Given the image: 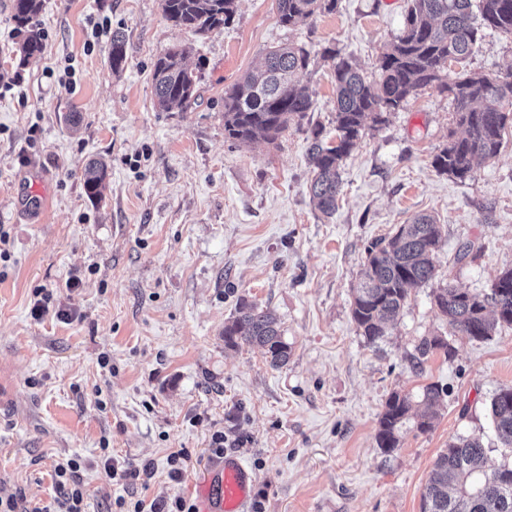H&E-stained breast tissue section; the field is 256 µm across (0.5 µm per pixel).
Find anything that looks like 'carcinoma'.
I'll list each match as a JSON object with an SVG mask.
<instances>
[{
    "label": "carcinoma",
    "mask_w": 512,
    "mask_h": 512,
    "mask_svg": "<svg viewBox=\"0 0 512 512\" xmlns=\"http://www.w3.org/2000/svg\"><path fill=\"white\" fill-rule=\"evenodd\" d=\"M165 17L173 25L204 35L221 31L235 13L236 0H161ZM338 0H277L282 25L292 27L316 14L333 13ZM472 0H411L403 27L379 63V77L368 81L349 60L336 59L334 50L324 55L335 61L336 143H312L315 165L311 193L322 213L336 210L341 165L366 127L384 125L418 89L435 86L451 97L457 125L463 135L452 139L434 156L440 174L465 180L479 161L495 158L503 134L512 127V74L506 76L465 71L447 79L448 62L463 61L477 43L479 29L512 36V0H479L480 20H475ZM43 0H13L11 19L18 43L19 65L42 51L38 17ZM188 48L175 46L157 55L153 80L158 106L165 111L184 110L196 98V79L188 71ZM112 72L123 71L125 39L112 35ZM310 52L285 46L265 54L262 65L246 74L224 93V136L247 144L261 135L273 142L291 121L303 117L313 105L307 87L296 76L308 68ZM107 164L89 161L84 188L88 197L99 196ZM441 225L431 215H419L401 224L393 235L367 249V262L353 288L351 316L357 332L369 344L386 336L388 325L403 312L412 287L429 282L435 271L434 254ZM438 311L447 318L452 333L474 341L490 339L501 327H512V269L497 277L487 293L463 291L453 286L432 293ZM245 338L265 350L270 366L288 363L291 347L283 339L279 321L268 309L243 298L236 315L224 323V344L234 347ZM434 350L451 352L442 336L424 338L416 346L414 366L422 365ZM441 391L425 387L424 411L416 423L427 432L436 417ZM411 406L408 396L393 393L380 414L376 442L386 454L399 447V432ZM491 417L501 447L512 453V387H502L490 401ZM481 438L459 436L437 456L421 495V512H512V460L496 461Z\"/></svg>",
    "instance_id": "cac0c4a2"
}]
</instances>
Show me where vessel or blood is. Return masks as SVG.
Masks as SVG:
<instances>
[{
  "label": "vessel or blood",
  "instance_id": "vessel-or-blood-1",
  "mask_svg": "<svg viewBox=\"0 0 512 512\" xmlns=\"http://www.w3.org/2000/svg\"><path fill=\"white\" fill-rule=\"evenodd\" d=\"M255 477L237 455L213 461L193 490L196 512H251Z\"/></svg>",
  "mask_w": 512,
  "mask_h": 512
}]
</instances>
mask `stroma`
Instances as JSON below:
<instances>
[{
  "label": "stroma",
  "mask_w": 512,
  "mask_h": 512,
  "mask_svg": "<svg viewBox=\"0 0 512 512\" xmlns=\"http://www.w3.org/2000/svg\"><path fill=\"white\" fill-rule=\"evenodd\" d=\"M407 6L339 0L288 29L276 0H238L223 31L199 36L172 26L161 0H43V52L22 65L12 0H0V498L58 512L55 467L70 459L82 464L86 512L186 497L223 431L239 438L265 512H421L440 451L460 435L492 438L487 406L512 386V329L482 342L450 334L431 298L450 285L489 291L512 268V133L471 178L438 173L434 156L462 130L448 95L426 87L365 130L333 215L310 191L312 133L327 144L336 135L324 49L376 75ZM116 32L119 74L108 57ZM288 43L311 53L298 75L311 111L273 142L225 138V90ZM176 44L191 49L196 99L164 112L152 65ZM464 71H512V38L485 31L448 68ZM100 157L108 177L92 200L84 171ZM421 213L442 226L436 274L369 345L350 310L366 248ZM468 242L475 256L458 260ZM243 298L280 318L287 365L272 368L255 345L225 346ZM430 336L447 337L452 355L414 367ZM431 383L445 391L433 428L405 424L398 450L383 453L375 435L391 393L417 402ZM178 450L188 459L175 482L167 458ZM106 456L153 475L112 482Z\"/></svg>",
  "instance_id": "1"
}]
</instances>
